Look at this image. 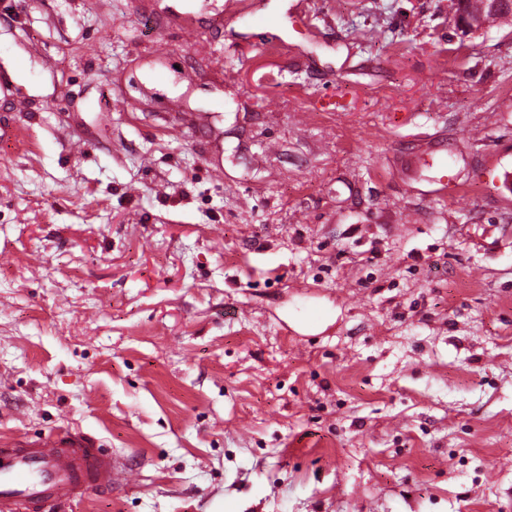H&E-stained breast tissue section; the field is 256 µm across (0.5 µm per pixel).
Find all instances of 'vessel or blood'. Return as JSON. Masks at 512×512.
I'll return each mask as SVG.
<instances>
[{"label":"vessel or blood","instance_id":"vessel-or-blood-1","mask_svg":"<svg viewBox=\"0 0 512 512\" xmlns=\"http://www.w3.org/2000/svg\"><path fill=\"white\" fill-rule=\"evenodd\" d=\"M129 472L95 437L61 428L26 450L0 448V512L30 503L72 501L83 485L114 487Z\"/></svg>","mask_w":512,"mask_h":512}]
</instances>
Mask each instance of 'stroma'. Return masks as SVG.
I'll return each instance as SVG.
<instances>
[{
    "label": "stroma",
    "instance_id": "35a3bbf8",
    "mask_svg": "<svg viewBox=\"0 0 512 512\" xmlns=\"http://www.w3.org/2000/svg\"><path fill=\"white\" fill-rule=\"evenodd\" d=\"M0 448L65 512H512V24L448 0H0ZM0 448V511L27 503L72 501L85 484L115 487L129 471L120 456L104 452L95 437L63 427L35 444Z\"/></svg>",
    "mask_w": 512,
    "mask_h": 512
}]
</instances>
